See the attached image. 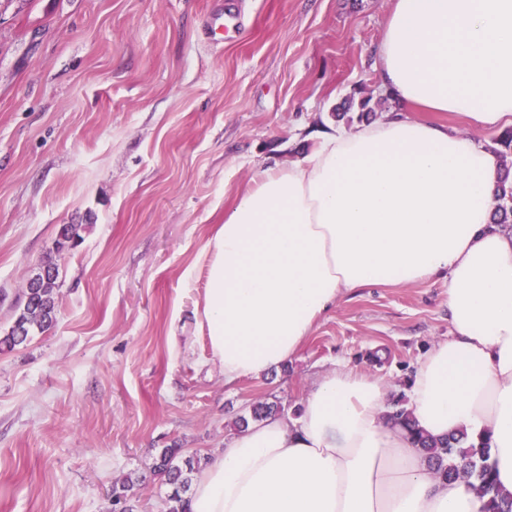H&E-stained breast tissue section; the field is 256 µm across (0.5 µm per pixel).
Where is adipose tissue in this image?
<instances>
[{"instance_id":"adipose-tissue-1","label":"adipose tissue","mask_w":512,"mask_h":512,"mask_svg":"<svg viewBox=\"0 0 512 512\" xmlns=\"http://www.w3.org/2000/svg\"><path fill=\"white\" fill-rule=\"evenodd\" d=\"M375 53L391 114L253 178L205 245L196 316L231 384L288 363L350 290L447 276L452 332L419 360L407 410L426 434L486 442L512 494V230L491 222L501 160L422 118L512 127V0H392ZM386 400L382 379L323 376L298 417L225 439L194 476L190 512H483Z\"/></svg>"}]
</instances>
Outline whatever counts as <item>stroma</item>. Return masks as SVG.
I'll return each mask as SVG.
<instances>
[{"label": "stroma", "mask_w": 512, "mask_h": 512, "mask_svg": "<svg viewBox=\"0 0 512 512\" xmlns=\"http://www.w3.org/2000/svg\"><path fill=\"white\" fill-rule=\"evenodd\" d=\"M0 0V336L37 265L58 267L55 325L0 350V512H166L163 449L209 458L253 404L296 416L348 366L405 407L447 338L448 279L348 292L298 355L225 384L195 317L201 253L263 169L298 162L348 96L381 99L392 0ZM79 225L57 250L61 225Z\"/></svg>", "instance_id": "1"}]
</instances>
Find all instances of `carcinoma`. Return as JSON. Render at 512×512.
I'll use <instances>...</instances> for the list:
<instances>
[{
	"mask_svg": "<svg viewBox=\"0 0 512 512\" xmlns=\"http://www.w3.org/2000/svg\"><path fill=\"white\" fill-rule=\"evenodd\" d=\"M371 98L359 100L349 97L334 107L331 116L336 122H352L351 112H358L360 121L370 120L375 110L370 106ZM498 207L493 223L505 227L512 224V169L504 167L497 185ZM46 266L53 271L52 281L44 288H27L24 292V306L9 333L0 337V346L9 349L27 341L35 329L42 332L51 328L57 320V297L55 279L58 269L52 259H46ZM416 443L434 466L439 477L446 481L463 480L470 483L481 496L487 498L484 512H512V496H500L494 482L493 469L488 463V448H477L467 444L464 434H452L440 440L416 435ZM176 449H164L156 463V469L167 477L172 485L168 495L167 512H185L186 493L189 490L188 473L192 466L175 463Z\"/></svg>",
	"mask_w": 512,
	"mask_h": 512,
	"instance_id": "1",
	"label": "carcinoma"
}]
</instances>
